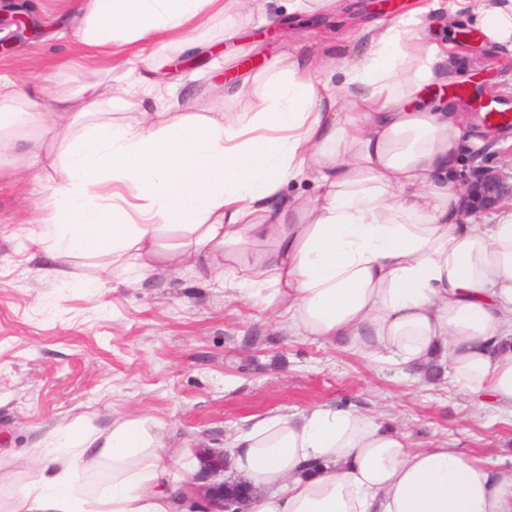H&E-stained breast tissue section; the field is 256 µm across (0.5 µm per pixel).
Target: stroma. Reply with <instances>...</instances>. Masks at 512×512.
<instances>
[{
	"mask_svg": "<svg viewBox=\"0 0 512 512\" xmlns=\"http://www.w3.org/2000/svg\"><path fill=\"white\" fill-rule=\"evenodd\" d=\"M288 0H253L251 11L209 17L202 40L222 46L184 70L166 73L170 92L158 103L183 113L241 111L248 93L224 98L227 60L256 59L264 74L290 55L335 43L339 61L359 56L361 42L345 32L376 22L366 0H341L332 12L298 15L288 36L258 32ZM241 25L255 50L224 37ZM156 43L112 65L77 53L68 38L47 34L0 56V74L76 90L96 86L101 111L113 121L140 104L126 92L128 66L147 71L178 55ZM459 81L493 91L496 109L512 115V56L484 44L461 47ZM59 179L0 181V503L39 477L42 440L73 424L104 425L112 415L151 411L169 426L174 446L198 454L223 447L256 416L277 409L303 412L324 403L372 414L409 433L417 446L449 445L497 468H512V415L456 392L447 379L428 381L388 360L306 335L273 318L223 280L163 266L140 278L111 258L69 260L70 279L43 276L24 216L43 208ZM101 279L97 295L76 283Z\"/></svg>",
	"mask_w": 512,
	"mask_h": 512,
	"instance_id": "obj_1",
	"label": "stroma"
}]
</instances>
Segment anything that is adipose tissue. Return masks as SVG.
Segmentation results:
<instances>
[{
    "label": "adipose tissue",
    "mask_w": 512,
    "mask_h": 512,
    "mask_svg": "<svg viewBox=\"0 0 512 512\" xmlns=\"http://www.w3.org/2000/svg\"><path fill=\"white\" fill-rule=\"evenodd\" d=\"M73 37L101 57L165 37L210 51L197 29L227 0H72ZM491 50L512 55V0H454ZM441 15L361 31L339 71L293 55L264 79L241 74L244 112L162 118L147 109L94 120L98 95L0 77V153L10 134L65 121L58 151L33 142L31 166L59 172L33 243L43 272L67 257H112L139 276L164 265L222 278L303 333L408 367L446 368L462 395L512 413V201L490 219L458 173L485 143L460 103H428L423 84L457 79L462 60L430 40ZM307 180L316 196L286 194ZM39 479L4 512H181L189 464L164 462L167 425L113 416L54 430ZM225 451L257 495L248 512H512V470L448 446L415 447L377 417L331 406L277 411ZM111 466L94 501L82 472Z\"/></svg>",
    "instance_id": "1"
}]
</instances>
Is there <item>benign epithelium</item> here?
<instances>
[{"mask_svg":"<svg viewBox=\"0 0 512 512\" xmlns=\"http://www.w3.org/2000/svg\"><path fill=\"white\" fill-rule=\"evenodd\" d=\"M10 30L8 36L0 38V55L11 53L18 43L40 34V25L34 20L29 0H13L3 9L0 28ZM462 184L467 188L474 204L491 207L505 196H512V184L491 170H478L472 176H463ZM226 469V454L221 448L212 449L201 457V469L195 482L182 497L194 505L192 512H245V504L234 494L224 493L226 482L219 480Z\"/></svg>","mask_w":512,"mask_h":512,"instance_id":"obj_1","label":"benign epithelium"}]
</instances>
